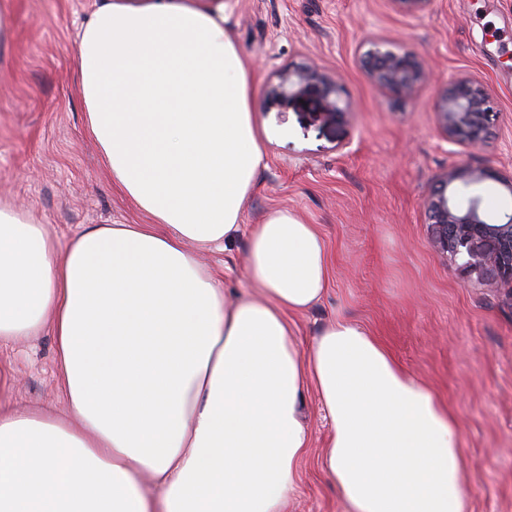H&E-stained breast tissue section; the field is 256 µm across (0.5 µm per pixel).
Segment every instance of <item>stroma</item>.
<instances>
[{
    "mask_svg": "<svg viewBox=\"0 0 512 512\" xmlns=\"http://www.w3.org/2000/svg\"><path fill=\"white\" fill-rule=\"evenodd\" d=\"M0 42V205L32 214L67 247L87 224L144 218L112 185L77 93V32L93 0H9ZM224 30L255 73L256 124L266 164L243 221L273 210L318 225L332 257L326 294L295 317L302 345L330 320L352 318L455 411L473 512H512V291L462 276L435 242L425 197L455 169L490 174L479 188L490 221L512 211V0H432L416 16L391 0H224ZM413 51L428 77L405 97L377 89L364 65L371 43ZM316 67L340 88L344 113L321 89L271 97L287 71ZM482 82L498 113L483 149L447 142L436 102L461 80ZM245 237L198 248L229 297L246 288ZM8 394L22 409L64 414L55 339L44 330L0 347ZM299 489L285 512H344L319 467L330 423L315 390Z\"/></svg>",
    "mask_w": 512,
    "mask_h": 512,
    "instance_id": "1",
    "label": "stroma"
}]
</instances>
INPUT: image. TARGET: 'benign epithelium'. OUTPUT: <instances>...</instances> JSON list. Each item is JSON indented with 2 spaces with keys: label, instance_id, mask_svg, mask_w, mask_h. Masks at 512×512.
<instances>
[{
  "label": "benign epithelium",
  "instance_id": "1",
  "mask_svg": "<svg viewBox=\"0 0 512 512\" xmlns=\"http://www.w3.org/2000/svg\"><path fill=\"white\" fill-rule=\"evenodd\" d=\"M397 10L407 15L424 12L431 0H392ZM366 65L373 82L380 88L403 96L416 93L427 78L423 63L413 52H398L376 46L366 55ZM309 85L321 88L323 95H339L336 82L317 69L288 73L272 89L275 96L300 92ZM437 114L444 137L451 141H466L472 145L483 142L484 132L496 114L494 100L477 80L467 79L441 93ZM490 174L480 169H458L446 178L426 198L425 206L434 224L436 243L454 258H461V270L476 273L498 283L512 286V257L503 244L512 241V213L504 221L487 226L483 218L480 196L465 200L462 193L482 184ZM459 183L452 194L448 188Z\"/></svg>",
  "mask_w": 512,
  "mask_h": 512
}]
</instances>
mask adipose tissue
<instances>
[{"label":"adipose tissue","mask_w":512,"mask_h":512,"mask_svg":"<svg viewBox=\"0 0 512 512\" xmlns=\"http://www.w3.org/2000/svg\"><path fill=\"white\" fill-rule=\"evenodd\" d=\"M80 44L88 128L145 221L62 251L0 209V345L50 329L67 404L0 397V512H284L310 387L346 512H471L460 424L425 382L358 322L296 339L330 253L294 211L242 223L266 155L223 0H95ZM242 235L250 292L230 302L188 246Z\"/></svg>","instance_id":"obj_1"}]
</instances>
